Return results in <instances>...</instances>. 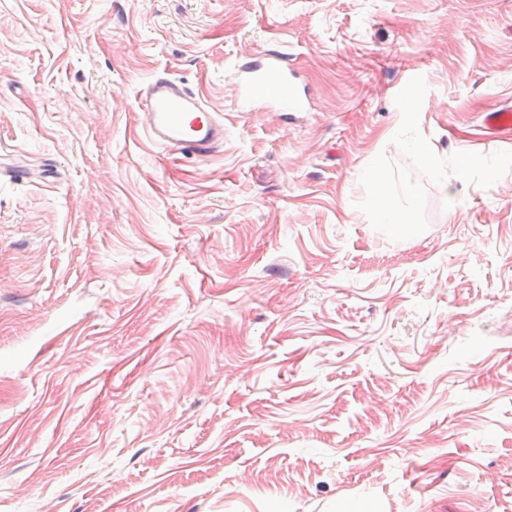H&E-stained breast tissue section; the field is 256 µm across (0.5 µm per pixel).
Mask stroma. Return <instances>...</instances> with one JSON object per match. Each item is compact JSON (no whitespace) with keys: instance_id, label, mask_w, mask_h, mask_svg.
<instances>
[{"instance_id":"1","label":"stroma","mask_w":512,"mask_h":512,"mask_svg":"<svg viewBox=\"0 0 512 512\" xmlns=\"http://www.w3.org/2000/svg\"><path fill=\"white\" fill-rule=\"evenodd\" d=\"M271 50L311 111L236 106ZM503 104L512 0H0V512H512ZM141 126L158 147L206 159L224 146L223 116L182 80L158 75L143 92ZM482 126L486 136L490 139H512V109L511 106L497 108L485 112ZM365 182L381 202V223L391 225L412 224L411 216L407 211L392 207L387 202V186L381 170L374 163L365 169Z\"/></svg>"}]
</instances>
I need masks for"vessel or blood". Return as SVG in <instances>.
Instances as JSON below:
<instances>
[{
  "instance_id": "1",
  "label": "vessel or blood",
  "mask_w": 512,
  "mask_h": 512,
  "mask_svg": "<svg viewBox=\"0 0 512 512\" xmlns=\"http://www.w3.org/2000/svg\"><path fill=\"white\" fill-rule=\"evenodd\" d=\"M236 78L239 105L263 98L282 112H304L310 106L309 93L295 82L284 54L244 63ZM141 125L155 145L173 153L205 159L224 145L222 115L182 80L168 75L156 76L145 87ZM482 126L488 138L512 139V108L484 113Z\"/></svg>"
}]
</instances>
